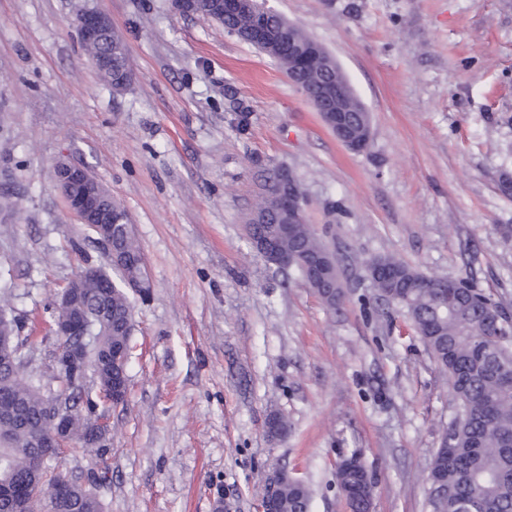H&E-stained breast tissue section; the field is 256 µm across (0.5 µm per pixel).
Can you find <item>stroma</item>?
<instances>
[{
    "instance_id": "stroma-1",
    "label": "stroma",
    "mask_w": 512,
    "mask_h": 512,
    "mask_svg": "<svg viewBox=\"0 0 512 512\" xmlns=\"http://www.w3.org/2000/svg\"><path fill=\"white\" fill-rule=\"evenodd\" d=\"M110 18L132 79L113 92L71 20ZM339 61L371 115L341 144L273 58L171 0H0V306L38 334L27 369L56 388L47 305L109 268L55 181L89 167L130 215L151 288L132 296L127 401L107 408L103 512H255L275 467L309 512H348L338 462L359 454L373 512H429V465L457 415L448 377L365 264L394 256L465 277L512 311V0H268ZM251 114L238 131V106ZM289 168L345 296L327 307L269 266L247 222ZM287 437L268 436L270 413Z\"/></svg>"
}]
</instances>
